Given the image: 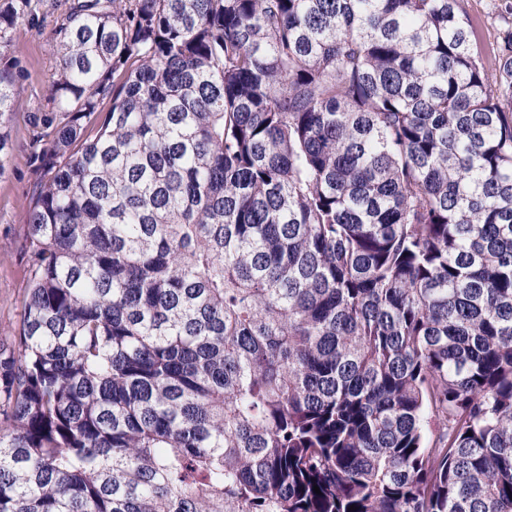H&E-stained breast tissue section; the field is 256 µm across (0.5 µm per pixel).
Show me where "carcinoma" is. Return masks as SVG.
<instances>
[{
  "instance_id": "1",
  "label": "carcinoma",
  "mask_w": 512,
  "mask_h": 512,
  "mask_svg": "<svg viewBox=\"0 0 512 512\" xmlns=\"http://www.w3.org/2000/svg\"><path fill=\"white\" fill-rule=\"evenodd\" d=\"M30 12L0 7V52ZM493 15L488 64L461 0L71 4L0 512H512Z\"/></svg>"
}]
</instances>
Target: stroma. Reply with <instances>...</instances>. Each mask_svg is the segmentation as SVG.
I'll list each match as a JSON object with an SVG mask.
<instances>
[{"mask_svg":"<svg viewBox=\"0 0 512 512\" xmlns=\"http://www.w3.org/2000/svg\"><path fill=\"white\" fill-rule=\"evenodd\" d=\"M71 2L35 0L26 23L16 34L14 48L0 54V71H9L17 87L6 124L7 145L0 152L5 161L0 171V336L15 323L29 280L20 241L40 176L37 156L48 132L44 118L53 108L49 85L55 76L56 60L51 39L58 18ZM491 4L492 0H462L474 22L472 40L488 59L496 50L498 37L491 20Z\"/></svg>","mask_w":512,"mask_h":512,"instance_id":"obj_1","label":"stroma"}]
</instances>
